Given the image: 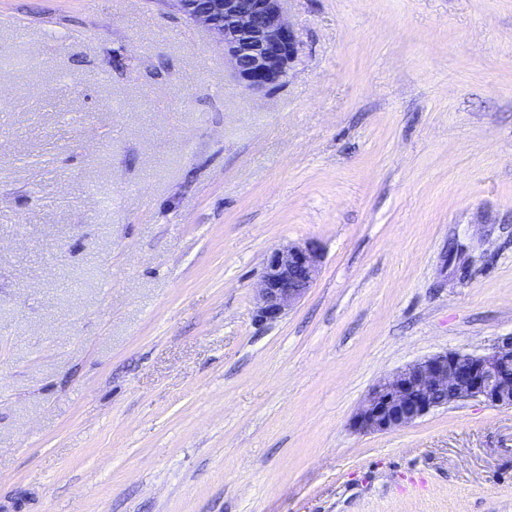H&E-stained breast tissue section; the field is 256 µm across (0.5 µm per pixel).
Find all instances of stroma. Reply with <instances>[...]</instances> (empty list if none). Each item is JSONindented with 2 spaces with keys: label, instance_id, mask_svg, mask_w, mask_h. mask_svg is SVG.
<instances>
[{
  "label": "stroma",
  "instance_id": "35a3bbf8",
  "mask_svg": "<svg viewBox=\"0 0 512 512\" xmlns=\"http://www.w3.org/2000/svg\"><path fill=\"white\" fill-rule=\"evenodd\" d=\"M284 14L253 94L160 0H0V512H512V410L353 426L512 335V0ZM322 257L313 242L288 243L269 252L256 287V321L273 323L284 318L316 282Z\"/></svg>",
  "mask_w": 512,
  "mask_h": 512
}]
</instances>
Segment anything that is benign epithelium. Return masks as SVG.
Segmentation results:
<instances>
[{
	"mask_svg": "<svg viewBox=\"0 0 512 512\" xmlns=\"http://www.w3.org/2000/svg\"><path fill=\"white\" fill-rule=\"evenodd\" d=\"M159 2L212 31L233 76L251 93L282 84L299 58L300 41L285 18L284 0ZM321 263V249L313 242L269 252L256 287V321L284 318L316 282ZM462 400L512 409V337L482 355L445 352L397 371L371 390L355 415V426L386 433Z\"/></svg>",
	"mask_w": 512,
	"mask_h": 512,
	"instance_id": "obj_1",
	"label": "benign epithelium"
}]
</instances>
